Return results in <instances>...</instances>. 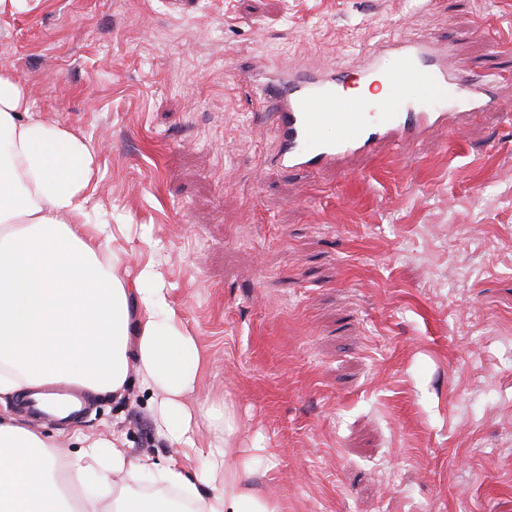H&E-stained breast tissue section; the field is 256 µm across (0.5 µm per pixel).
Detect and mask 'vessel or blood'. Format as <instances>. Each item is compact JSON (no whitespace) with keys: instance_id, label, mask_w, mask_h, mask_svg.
Segmentation results:
<instances>
[{"instance_id":"vessel-or-blood-1","label":"vessel or blood","mask_w":512,"mask_h":512,"mask_svg":"<svg viewBox=\"0 0 512 512\" xmlns=\"http://www.w3.org/2000/svg\"><path fill=\"white\" fill-rule=\"evenodd\" d=\"M370 75L388 86L385 98L344 95L350 82ZM411 82L430 89L427 101L412 103L402 96ZM261 105L263 118L278 132L277 165L318 171L384 141L399 144L436 128H458L466 116L495 101L486 81L449 62L435 41L424 37L390 41L350 71L284 74L266 86ZM327 126L335 128V138H322Z\"/></svg>"}]
</instances>
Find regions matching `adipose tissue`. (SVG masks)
Listing matches in <instances>:
<instances>
[{"label": "adipose tissue", "instance_id": "1", "mask_svg": "<svg viewBox=\"0 0 512 512\" xmlns=\"http://www.w3.org/2000/svg\"><path fill=\"white\" fill-rule=\"evenodd\" d=\"M95 153L79 133L32 112L26 87L0 68V397L47 384L123 396L131 378L149 391L169 448L192 451L158 466L120 439L56 442L0 417V512H185L183 502L134 493L156 478L196 512H282L245 486L251 462L232 415L203 442L191 397L202 356L155 262L128 279L104 252L114 238L91 222ZM96 493H89V486Z\"/></svg>", "mask_w": 512, "mask_h": 512}]
</instances>
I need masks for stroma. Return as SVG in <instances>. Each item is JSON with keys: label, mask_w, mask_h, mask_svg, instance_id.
Masks as SVG:
<instances>
[{"label": "stroma", "mask_w": 512, "mask_h": 512, "mask_svg": "<svg viewBox=\"0 0 512 512\" xmlns=\"http://www.w3.org/2000/svg\"><path fill=\"white\" fill-rule=\"evenodd\" d=\"M497 109L322 172L270 165L261 86L424 35ZM97 154L93 217L159 264L283 512H512V0H16L0 67ZM61 447L162 463L148 392L89 394Z\"/></svg>", "instance_id": "35a3bbf8"}]
</instances>
